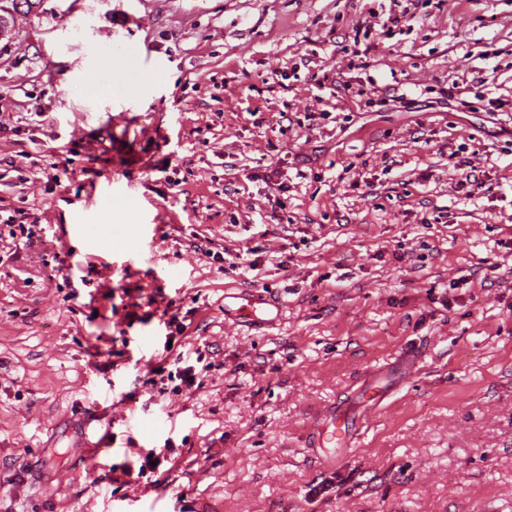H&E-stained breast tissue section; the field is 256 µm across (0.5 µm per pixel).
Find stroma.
<instances>
[{
  "instance_id": "stroma-1",
  "label": "stroma",
  "mask_w": 512,
  "mask_h": 512,
  "mask_svg": "<svg viewBox=\"0 0 512 512\" xmlns=\"http://www.w3.org/2000/svg\"><path fill=\"white\" fill-rule=\"evenodd\" d=\"M381 4L43 0L0 38V512H512V0H414L357 68ZM169 305L199 389L147 373ZM337 406L360 435L326 468ZM164 447V450L161 449L159 452L153 451V449H151L145 455H141L142 462L138 469V478L139 476L142 477L147 469L150 472L158 470L164 462H168V460L171 459V457L176 453V448H173L171 442H165ZM151 462H156V466L152 467Z\"/></svg>"
}]
</instances>
